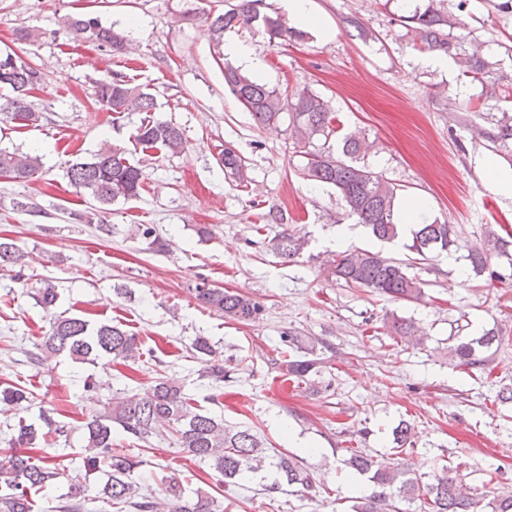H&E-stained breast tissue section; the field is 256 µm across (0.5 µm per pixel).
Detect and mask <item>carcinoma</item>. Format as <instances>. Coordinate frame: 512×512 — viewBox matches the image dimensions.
<instances>
[{
    "label": "carcinoma",
    "instance_id": "carcinoma-1",
    "mask_svg": "<svg viewBox=\"0 0 512 512\" xmlns=\"http://www.w3.org/2000/svg\"><path fill=\"white\" fill-rule=\"evenodd\" d=\"M443 0H430L422 13L406 17L407 29L419 49L443 51L449 55L458 51L460 38L451 34L454 22L442 8ZM266 0H239L235 7L216 16H206L210 37L221 42L224 31L241 23L258 25L269 40H292L304 37V32L291 27L278 13L266 12ZM66 30L75 37L86 38L115 50L123 47V39L112 29L103 27L92 18H69ZM496 63L480 56L466 58V73L478 82L487 81ZM42 82V73L36 67L12 53L0 54V85L12 90V96L0 103V114L5 118L26 124H35L41 113L34 110L27 97ZM224 84L235 99L253 116L258 126L276 123L282 114L289 116L295 137L304 144L306 162L302 165L307 180L336 188L348 215L365 226L377 239L393 242L402 234V225L396 223V189L381 175L365 165L358 164L363 144L355 134H346L338 149L330 144L337 134L336 113L328 102L314 92L303 89L293 95L288 91L270 88L252 80L232 64L224 63ZM94 95L99 105L108 112H144L146 116L135 128L133 140L144 149H155L167 154H179L187 146L182 129L171 121H156L149 113L156 110L153 94L132 79L114 73L95 82ZM219 163L238 186L247 187L245 161L232 149L220 153ZM42 163L31 153L9 152L0 149V175L11 179L31 180L41 173ZM70 184L84 191L97 203L99 224L96 229L104 235L112 233L105 223V214L118 199L129 200L140 195L145 173L138 164L125 157L120 148L103 146L86 162H79L68 170ZM410 252L421 257L436 251H448L459 246L458 235L450 224L436 220L424 221L410 230ZM273 252L289 261L298 257L307 240L294 228H284L272 239ZM509 241L493 235L484 245L468 250L472 271L477 276L488 274L493 255L507 256ZM28 253L13 241L0 240V270L14 273L22 287H28L24 270ZM411 263L395 259L379 251L350 248L336 254L330 264L331 274L347 286L367 288L388 296L394 301H416L423 296L422 282L410 272ZM195 298L205 306L239 322L254 321L261 314V305L236 291L218 288L202 280L193 288ZM34 296L44 309L55 307L59 298L54 281L43 279L34 287ZM499 341V333L489 331L468 342H460L451 351L465 367L482 365L480 349ZM288 346V374L306 380L315 371L317 360L296 336H285ZM191 348L197 354L202 368L199 377L215 384L224 382V358L207 338L198 336ZM37 349L48 355H66L76 363L122 365L134 368L143 352L136 336L117 325H93L78 316H56L49 330L42 336ZM29 401L25 391L5 387L0 390V404L18 407ZM54 409H43L41 424L35 426L18 422L15 443L34 450L38 445H52L67 437L65 425L55 420ZM136 439L149 443L155 439L169 441L186 451L200 464L209 465L227 485H235L247 474L272 473L274 480L266 486L269 493H277L282 485L296 486L302 493L316 491L314 476L293 456L286 453L270 454L266 442L248 428H230L219 419L192 404L182 388L164 377H157L139 391L108 403L104 411L85 422L87 438L82 472L73 476L58 467L49 453L28 455L13 453L0 460V512H34V494L57 482L67 484L56 512H88V504L100 499L114 512H224V502L208 490L199 487L191 495L185 494V476L173 472L165 477L162 496L152 491H141L134 474L142 461L117 447L112 439V426ZM347 465L366 474L369 484L364 493L353 500L351 512H387L392 501L408 505L420 503L425 512H512V495H495L489 501L484 496L467 493L457 477L451 474L435 475L424 483L412 475L403 464L385 463L362 451H353ZM108 474V480L91 496L90 477Z\"/></svg>",
    "mask_w": 512,
    "mask_h": 512
}]
</instances>
